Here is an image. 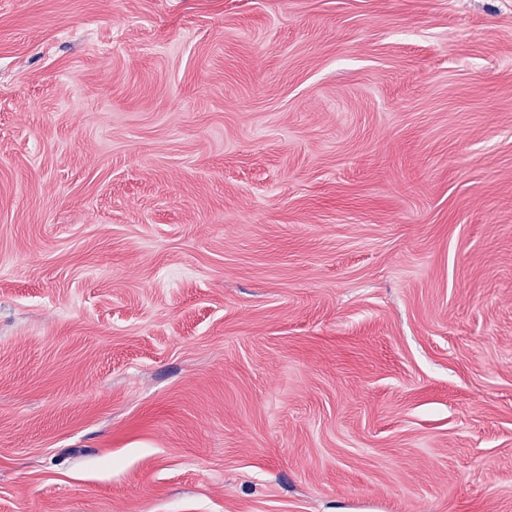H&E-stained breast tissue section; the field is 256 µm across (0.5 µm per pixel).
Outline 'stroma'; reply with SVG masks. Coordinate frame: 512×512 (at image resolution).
<instances>
[{
  "mask_svg": "<svg viewBox=\"0 0 512 512\" xmlns=\"http://www.w3.org/2000/svg\"><path fill=\"white\" fill-rule=\"evenodd\" d=\"M0 512H512V0H0Z\"/></svg>",
  "mask_w": 512,
  "mask_h": 512,
  "instance_id": "stroma-1",
  "label": "stroma"
}]
</instances>
